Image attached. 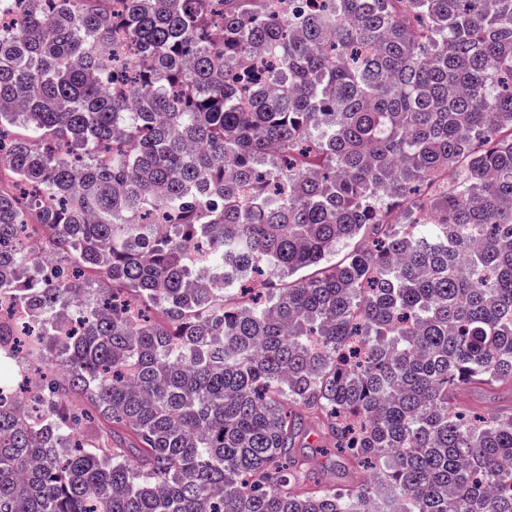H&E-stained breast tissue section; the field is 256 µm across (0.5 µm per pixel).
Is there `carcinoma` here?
<instances>
[{"mask_svg":"<svg viewBox=\"0 0 512 512\" xmlns=\"http://www.w3.org/2000/svg\"><path fill=\"white\" fill-rule=\"evenodd\" d=\"M322 2L0 30V512H512V0ZM512 402V391L507 389H498L492 392H483L482 390L465 391L461 396V402L470 406H477L482 409L484 413L494 412V410L502 405L510 404Z\"/></svg>","mask_w":512,"mask_h":512,"instance_id":"obj_1","label":"carcinoma"}]
</instances>
